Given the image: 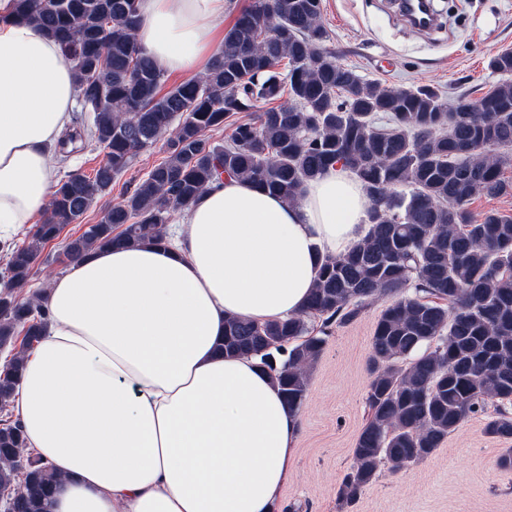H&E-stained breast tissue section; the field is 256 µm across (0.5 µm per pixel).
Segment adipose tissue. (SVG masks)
<instances>
[{"label":"adipose tissue","instance_id":"ef3b65f1","mask_svg":"<svg viewBox=\"0 0 512 512\" xmlns=\"http://www.w3.org/2000/svg\"><path fill=\"white\" fill-rule=\"evenodd\" d=\"M226 0H141L136 41L161 70L215 62ZM75 87L58 42L0 0V241L44 213ZM369 199L340 166L289 204L237 179L185 209L172 247L92 252L54 277L48 329L16 412L64 476L46 512H277L300 427L257 358L227 357L224 319L299 314L318 254L366 233Z\"/></svg>","mask_w":512,"mask_h":512}]
</instances>
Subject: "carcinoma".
Here are the masks:
<instances>
[{
    "instance_id": "cac0c4a2",
    "label": "carcinoma",
    "mask_w": 512,
    "mask_h": 512,
    "mask_svg": "<svg viewBox=\"0 0 512 512\" xmlns=\"http://www.w3.org/2000/svg\"><path fill=\"white\" fill-rule=\"evenodd\" d=\"M321 7V0H252L227 29L214 67L168 88L135 41L139 0H15L17 19L59 43L77 109L90 113L89 124L59 141V163L76 149L104 157L93 176L71 171L60 179L30 241L5 247L0 350L10 358L0 370V491H12L13 512H45L62 479L29 448L10 411L48 327L43 295L17 294L36 258L96 205L99 221L66 243L67 260L112 246H164L174 213L228 178L294 203L307 181L336 163L370 199L367 233L350 251L323 256L303 313L264 324L227 317L220 344L226 355L259 357L298 411L325 337L357 319L368 300L390 299L371 338L368 418L338 487L340 507L384 470L431 456L490 406L486 434L512 440V216L468 209L476 196L512 190L502 177L512 158L498 152L512 148V50L490 57L500 80L481 98L449 106L428 86H384L336 62L321 48ZM260 101L270 107L235 124L227 140L208 136ZM163 139L164 160L120 202L101 204L137 156ZM312 318L320 320L317 336L309 335Z\"/></svg>"
}]
</instances>
